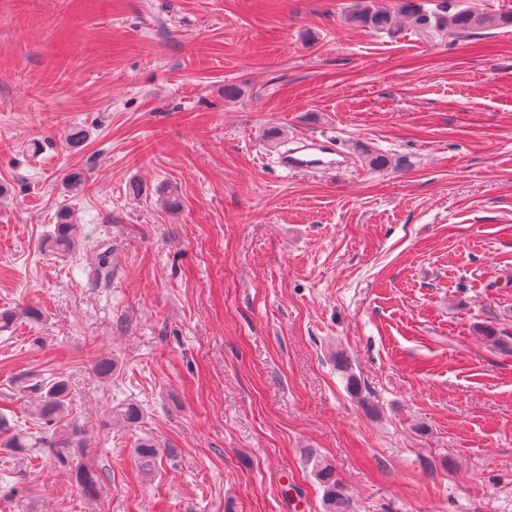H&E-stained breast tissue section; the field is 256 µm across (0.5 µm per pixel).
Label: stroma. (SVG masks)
<instances>
[{"instance_id":"35a3bbf8","label":"stroma","mask_w":512,"mask_h":512,"mask_svg":"<svg viewBox=\"0 0 512 512\" xmlns=\"http://www.w3.org/2000/svg\"><path fill=\"white\" fill-rule=\"evenodd\" d=\"M351 3L0 0V311L45 314L0 329V408L38 435L65 378L103 486L0 433V512H323L314 455L352 512H512V27L392 37ZM271 126L347 167L280 172ZM77 228L72 224L69 215L60 214L53 234L43 241L45 248L54 253L69 252L75 246ZM160 450L161 449L157 448V445L149 439H144L137 445L134 453L142 472L150 473L153 471L160 455ZM75 481L80 493L89 499H95L103 492L99 475L95 471L83 466H78L76 468Z\"/></svg>"}]
</instances>
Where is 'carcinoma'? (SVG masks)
Returning a JSON list of instances; mask_svg holds the SVG:
<instances>
[{"instance_id": "1", "label": "carcinoma", "mask_w": 512, "mask_h": 512, "mask_svg": "<svg viewBox=\"0 0 512 512\" xmlns=\"http://www.w3.org/2000/svg\"><path fill=\"white\" fill-rule=\"evenodd\" d=\"M401 16L407 18L412 29L422 36H442L454 40L465 38L476 30L512 26V12L489 14L474 6L452 5L448 0H439L433 8L426 7L422 0H403L395 10L378 6L373 0H357L344 14L343 20L351 26L368 27L393 36L399 31L398 18ZM76 233V225L71 223L68 214L62 213L53 234L43 241V245L54 253L68 252L75 246ZM44 389L33 410L43 430L42 437L32 442L24 435L14 434L7 447L19 453L35 448H53L60 457L74 448L89 447L82 432L70 427L67 422L68 387L65 379L54 378L44 385ZM112 414L129 426L137 424L142 418L140 407L134 403L120 404L112 409ZM134 453L140 470L150 473L156 466L160 449L153 441L144 439ZM313 472L323 489L325 512H351L350 498L336 478L333 466L316 458ZM75 481L80 493L89 499H95L103 492L99 475L83 466L76 468Z\"/></svg>"}]
</instances>
